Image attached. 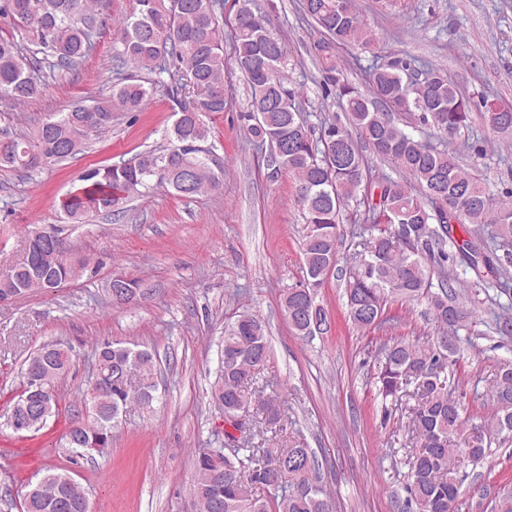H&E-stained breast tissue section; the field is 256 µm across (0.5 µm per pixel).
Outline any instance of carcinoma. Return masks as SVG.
<instances>
[{"label": "carcinoma", "mask_w": 512, "mask_h": 512, "mask_svg": "<svg viewBox=\"0 0 512 512\" xmlns=\"http://www.w3.org/2000/svg\"><path fill=\"white\" fill-rule=\"evenodd\" d=\"M217 0H132L118 18L120 36L113 58L133 74L112 86L106 98L79 101L65 112H53L35 129L9 140L10 153L0 158L1 170L34 172L44 163L61 162L78 153L89 138L86 126L95 119L101 128L111 123L114 110L138 112L151 95L152 83L142 74L166 71L175 61L186 82L169 91L178 117L167 132L168 145L137 154L124 168L92 169L82 185L63 197L59 209L69 224H85L96 213L117 212L130 200L165 189L193 197L218 192L224 184V159L213 150L196 149L211 133L208 119L224 112V43L216 14ZM232 54L252 89L251 109L240 114L254 144L280 152L267 156L273 173H285L295 189L304 219L302 238L305 283L290 288L281 306L292 333L310 341L330 331L328 310L318 300V288L337 267L340 216L351 202H364V220L383 224L366 250L345 270L349 319L361 329L384 323L388 301L429 303V316L438 334L424 341L397 340L380 349L377 372L382 398L394 401L407 395L418 398L410 409L415 431L424 446L413 456L404 475L402 512H454L458 481L452 476L459 448L455 438L469 421L463 403L450 396L441 374L455 363L462 341L459 330L476 322L475 309L458 299L456 279L445 272L456 248L460 263L474 272L484 288L508 291V271L500 259L467 238L457 241L453 225L463 232L495 226L494 238L512 243V200L496 202L475 171L460 165L456 139L468 127L470 101L447 75L435 68L419 70L407 61L370 67L368 90L362 92L339 73L337 48L369 47L377 33L357 12L355 0H301L300 10L312 21L320 37L312 52L324 73L326 86L335 89L347 112L350 131L334 121L321 122L315 131L302 116L296 93L285 87L288 49L273 36L268 20L256 15L253 0H235ZM103 0H0V13L12 20L13 32L0 36V101L24 104L44 93L47 81L28 57L34 50L51 59L50 69L83 63L93 48L97 17ZM21 39H16L14 34ZM384 103L402 114L416 115L441 136L428 145L401 129L390 114L377 108ZM484 119L492 133L512 139V112H497L494 101L482 99ZM366 143L374 154L395 169L373 176V166L362 153ZM440 269L438 290L426 263ZM89 265L86 258L70 255L39 263L20 261L0 277V289L18 295L48 294L65 286ZM495 329L512 337V307L496 315ZM224 368L211 386V394L224 400V424L239 428L243 406L264 390L276 391L265 381L253 391L245 384L265 362L269 346L265 326L255 315L243 314L224 326ZM95 361L102 373L126 369V376L95 393L86 389L82 405L94 403L96 418L78 437L64 434L71 452L84 455L96 444L112 445V430L120 414L131 405L147 408L154 399L153 355L120 340L96 346ZM71 356L59 343H47L24 362L23 381L53 374L50 388L32 395L25 423L29 431L44 428L57 413V391L70 369ZM496 410L490 426L496 435L512 433V362L503 363L493 385ZM467 457L479 463L491 445L486 426H472ZM224 457L222 448H202L195 456L190 494L207 503L208 512H333V497L323 483L320 465L308 448L234 449L221 471L210 464ZM265 491L256 496L247 485ZM21 512H90L86 488L66 472L45 474L23 496Z\"/></svg>", "instance_id": "carcinoma-1"}]
</instances>
